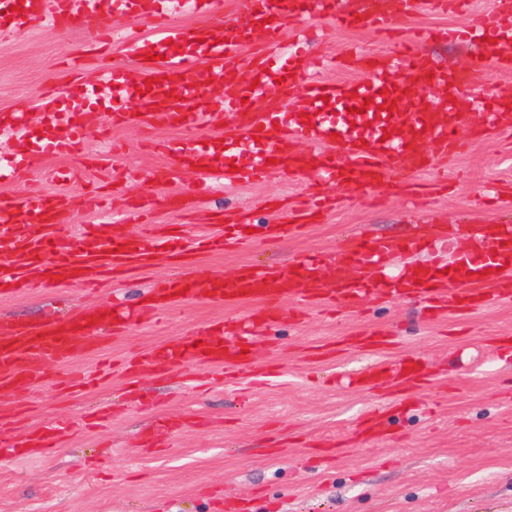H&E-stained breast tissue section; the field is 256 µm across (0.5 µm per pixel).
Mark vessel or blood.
Segmentation results:
<instances>
[{"label":"vessel or blood","instance_id":"1","mask_svg":"<svg viewBox=\"0 0 512 512\" xmlns=\"http://www.w3.org/2000/svg\"><path fill=\"white\" fill-rule=\"evenodd\" d=\"M192 12L204 15L199 26L164 23V0H0V29L26 30L42 23L55 29L86 30L87 44L105 49L112 42L114 14L135 13L143 21L158 22L162 30L152 44L139 31L126 30L127 54L154 82L138 93L128 70L115 65L101 72L97 84H70L44 95L38 108L43 133L35 142L42 152L68 156L79 151L90 107L103 104L112 124L151 128L162 123L193 136L203 125L222 123L232 116L235 141L221 137L194 144L178 155L180 164L197 166L199 174L214 171L228 184H247L276 173L288 178L312 175L336 186L377 189L411 171L432 166L435 157L464 153L469 142L460 132L461 104L483 112L484 120L472 136L512 139V95L490 100L476 94V73L471 69H441L415 39L402 40L401 68H391L360 49H352L337 65L362 71V78L329 81L312 77L315 59L300 50L282 53L285 19L328 15L345 28L387 29L391 17L365 8L363 0H238L240 15L260 39L249 54H242L236 29L224 17L223 0H187ZM444 40L479 44L483 56L500 70L512 71V0H499L496 9L475 24L440 31ZM438 85L439 98L415 100L413 92ZM222 86L212 96V86ZM300 91L302 108L287 109L285 102ZM471 136V137H472ZM325 197L297 211L290 224L254 225L247 212L228 213L220 232L200 237L197 249L222 252L249 240V228L258 236L277 240L303 230L311 218L334 205ZM146 202L132 203L119 212L120 224L136 225L129 235L105 236L85 227L74 239L68 222L67 195L30 194L0 198V295L34 288L111 280L134 267L152 264L158 254L177 265L176 273L151 289L147 311L165 313L180 297L223 304L253 302L247 322L228 321L201 327L191 338H176L138 360L134 371L170 373L186 360L199 366L224 365L232 369L249 361L250 329L270 330L283 317L284 300L328 302L339 309H357L374 297L412 298L427 302L430 313H467L496 299L512 298V224H438L440 238L456 235L469 240L471 251L455 261L432 258L424 269L408 267L397 276L386 272L389 261L408 251L409 242L389 238L357 237L333 255L289 260L283 267H244L231 278L210 277L188 267L190 253L171 231L143 223ZM372 272L364 278L351 274L360 262ZM131 316L113 315L107 305L82 309L71 315L51 316L27 328L0 320V390L19 382L41 380L45 366L79 361L97 350L91 326L120 331ZM381 336H348L322 346V354L345 348L375 349L385 345ZM392 373L397 395L428 385L426 363L404 358L393 367L373 364L355 374L350 383L371 388L385 373ZM358 432L385 437L393 432L385 411L368 413Z\"/></svg>","mask_w":512,"mask_h":512}]
</instances>
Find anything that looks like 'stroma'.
<instances>
[{
    "instance_id": "1",
    "label": "stroma",
    "mask_w": 512,
    "mask_h": 512,
    "mask_svg": "<svg viewBox=\"0 0 512 512\" xmlns=\"http://www.w3.org/2000/svg\"><path fill=\"white\" fill-rule=\"evenodd\" d=\"M473 2L471 10L447 13L424 5L404 13L397 0L367 5L393 16L401 37L425 33L423 49L458 69L480 64L479 54L434 33L474 23L493 10L495 0ZM284 38L310 56L340 54L352 45L386 60L398 54L394 43L374 31L339 29L327 18H288ZM72 59L85 82L115 64L141 74L117 40L99 52L90 50L81 33H59L46 23L0 33V115L24 110L30 121L24 131L0 127V194H67L73 231L92 224L103 233L131 232V225L112 223L110 213L142 196L152 202L149 223L171 224L193 237L216 232L224 213L243 206L251 207L258 222L284 224L291 210L326 193L316 178L272 175L244 185L216 178L208 194L198 195L194 170L182 169L173 181L153 176L157 168L177 163L176 157L155 154L153 141L180 142L179 130L110 129L96 113L88 120L83 153L95 155L113 142L120 160L112 167L77 177L75 160L24 150L23 141L41 123L40 94L70 81L63 64ZM411 179L429 188L424 211L404 206L403 190L393 182L373 192L350 187L338 208L301 234L202 252L191 267L226 277L246 265L328 255L361 233L420 241L424 258L442 244L452 255L465 242L453 236L439 241L432 225L512 223V141H473L443 168L412 173ZM93 193L102 197L105 210L86 207L85 197ZM171 271L161 256L99 287L71 284L0 297V318L34 327L52 311L67 315L110 300L135 307ZM296 306L283 302L282 321L270 336L256 337L250 365L236 369L230 381L223 379V367L214 368L202 390L188 381L202 374L191 361L179 374L128 375L122 364L131 354L194 335L203 324L245 318L251 302L184 301L163 317L128 324L78 362L87 371L103 359L113 365L110 375L83 393L63 391L58 381L66 368L53 365L37 385L1 396L4 435L18 437L51 424L65 432L50 454L0 458V512H224L228 495L247 499L252 512H512V352L489 345L491 337L512 335V300L451 318L430 316L414 299L375 298L330 317L311 310L299 324L291 317ZM377 334L387 336L389 346L311 355L313 346L344 336ZM414 354L425 357L433 380L391 410L395 438L353 439L364 415L388 408L390 388L383 380L374 390H356L348 377ZM166 413L183 418V427L156 431V417ZM336 442L342 455L323 462L319 449Z\"/></svg>"
}]
</instances>
